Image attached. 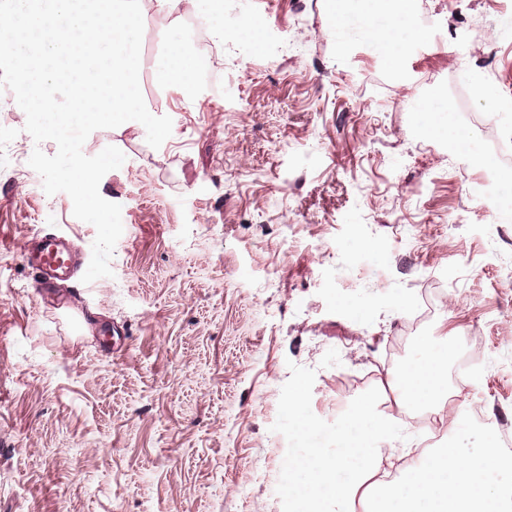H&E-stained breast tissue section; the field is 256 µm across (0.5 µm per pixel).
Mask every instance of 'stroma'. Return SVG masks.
Masks as SVG:
<instances>
[{"mask_svg":"<svg viewBox=\"0 0 512 512\" xmlns=\"http://www.w3.org/2000/svg\"><path fill=\"white\" fill-rule=\"evenodd\" d=\"M220 93L161 86L160 148L128 121L85 155L120 149L101 196L123 233L111 276L40 291L23 258L43 230L91 256L93 225L47 195L26 115L0 119V512H282V437L294 394L335 447L363 398L396 415L401 352L450 345L451 424L464 451L512 433V222L484 181L482 117L512 139V0H414L448 32L393 74L364 39L338 45L328 0H226ZM463 151L423 135L415 109L450 105L463 75ZM477 340L485 363L459 361Z\"/></svg>","mask_w":512,"mask_h":512,"instance_id":"obj_1","label":"stroma"}]
</instances>
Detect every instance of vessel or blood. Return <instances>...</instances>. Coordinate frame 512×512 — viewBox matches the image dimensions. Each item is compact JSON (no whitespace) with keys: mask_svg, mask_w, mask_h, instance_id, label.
<instances>
[{"mask_svg":"<svg viewBox=\"0 0 512 512\" xmlns=\"http://www.w3.org/2000/svg\"><path fill=\"white\" fill-rule=\"evenodd\" d=\"M27 260L37 271L42 288L69 280L79 266L77 254L66 238L45 231L34 234Z\"/></svg>","mask_w":512,"mask_h":512,"instance_id":"b4317fda","label":"vessel or blood"}]
</instances>
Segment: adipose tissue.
I'll return each instance as SVG.
<instances>
[{"label": "adipose tissue", "instance_id": "adipose-tissue-1", "mask_svg": "<svg viewBox=\"0 0 512 512\" xmlns=\"http://www.w3.org/2000/svg\"><path fill=\"white\" fill-rule=\"evenodd\" d=\"M374 0H335L331 31L338 42L352 36L379 43L390 66L399 48L425 39L427 33L408 10L394 21L373 19ZM197 69L194 52L178 33L168 36L167 50L156 64L160 83L191 79ZM447 350H424L390 377L400 407L440 408L444 397ZM336 447L314 448L306 456H289L288 496L301 512H354L355 497L370 498V512H512V486L492 482L491 474L512 471V457L494 443L463 454L452 445L431 448L395 477L384 460L408 454L394 422L376 413L371 400L340 418Z\"/></svg>", "mask_w": 512, "mask_h": 512}]
</instances>
